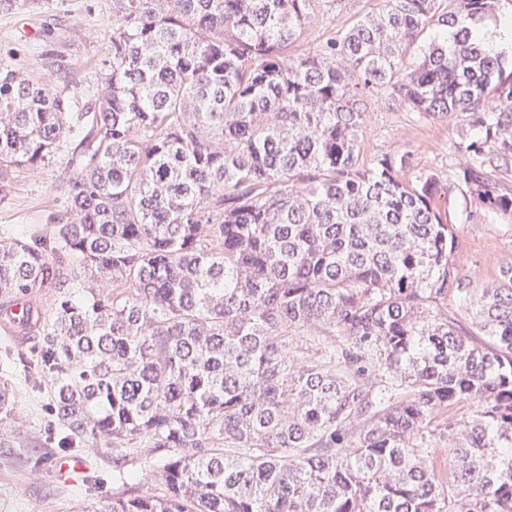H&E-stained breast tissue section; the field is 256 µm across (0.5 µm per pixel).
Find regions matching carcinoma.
Listing matches in <instances>:
<instances>
[{
    "instance_id": "1",
    "label": "carcinoma",
    "mask_w": 512,
    "mask_h": 512,
    "mask_svg": "<svg viewBox=\"0 0 512 512\" xmlns=\"http://www.w3.org/2000/svg\"><path fill=\"white\" fill-rule=\"evenodd\" d=\"M334 2L112 0L86 101L0 63V203L83 133L52 223L0 235V327L37 340L59 447L164 458V497L82 512H512V267L469 287L437 175L360 158L382 90L461 112L468 219L512 212L482 169L512 157V70L481 34L512 0H384L292 53ZM15 402L0 378V448Z\"/></svg>"
}]
</instances>
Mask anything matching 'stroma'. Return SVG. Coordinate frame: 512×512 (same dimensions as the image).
<instances>
[{
	"label": "stroma",
	"instance_id": "stroma-1",
	"mask_svg": "<svg viewBox=\"0 0 512 512\" xmlns=\"http://www.w3.org/2000/svg\"><path fill=\"white\" fill-rule=\"evenodd\" d=\"M382 5L383 0H338L335 10L307 20L297 51H308L330 33L377 14ZM111 32L112 0H31L0 12V55L16 52L19 67L56 88L93 90L105 70L103 38ZM467 129L459 112H415L382 101L367 116L361 149L369 158L410 151L416 170L439 176L442 216L459 228L460 274L481 288L498 283L502 270L512 266V215L467 222V212L478 203L452 177L453 168L465 159L460 144ZM59 174L55 166L38 176L15 172L9 200L0 203V229L27 232L49 223L63 202ZM0 376L11 379L17 390L19 428L26 441L22 448H0V512H79L106 496H164L160 462L146 461L140 450L128 452L125 479L113 476L112 451L100 446L84 449L91 468L82 480L57 482L49 462L61 450L50 440L55 425L48 401L30 389L21 369L1 350Z\"/></svg>",
	"mask_w": 512,
	"mask_h": 512
}]
</instances>
